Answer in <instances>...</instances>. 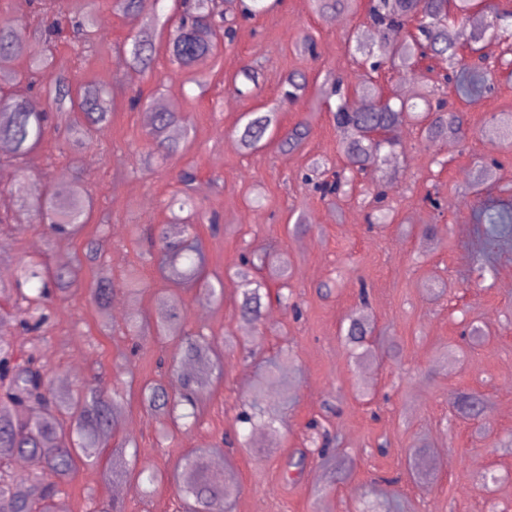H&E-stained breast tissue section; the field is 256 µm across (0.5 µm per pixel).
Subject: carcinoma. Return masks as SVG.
Returning a JSON list of instances; mask_svg holds the SVG:
<instances>
[{
    "label": "carcinoma",
    "instance_id": "obj_1",
    "mask_svg": "<svg viewBox=\"0 0 512 512\" xmlns=\"http://www.w3.org/2000/svg\"><path fill=\"white\" fill-rule=\"evenodd\" d=\"M183 8L179 21L170 27L168 47L173 62L181 69L198 70L214 54L221 34L231 30L228 19L213 13L210 0H175ZM320 15L343 9L355 13L360 0H313ZM366 18L374 32L375 43L368 46L358 41L354 52L362 56L369 70L347 82L336 76L325 84L326 94L338 99L332 112L336 132L340 136V151L345 163L332 178L318 179L314 187L322 197H340L353 190L359 177L377 178L370 204L381 210L387 199L391 181L384 167L397 160V143L393 133L411 119L420 123L425 145L441 139L464 141L469 127L467 107L486 91L495 89L493 69L485 65L484 57L475 44L487 39L503 47L502 55L512 54V11L494 0H367ZM159 17L147 20L142 29L128 42L126 63L148 71L155 56L154 33ZM83 42H92L98 33V19L86 13L76 24ZM26 58V75L15 68L16 60ZM428 62L432 72L438 63L445 64L444 72L432 84H421L413 102H394L383 97V90L375 80L381 70L398 73L416 80L421 78L419 63ZM39 74L48 81L51 113L34 112L16 93L0 96V142L8 143L13 157L27 159L39 144L50 117L66 122L73 146L86 144L93 132L103 130L111 121L112 92L103 87L86 86L73 82L71 76L56 68L48 54V44L35 47L18 40L9 21L0 22V84L32 83ZM258 68L245 64L232 78L235 95L250 97L259 85ZM284 84L288 90L284 98L297 102L307 88L306 76L291 73ZM453 87L461 106L445 97L440 86ZM366 101L355 108L350 98ZM246 122L235 133L244 151H253L277 139L280 146L292 151L309 134L306 123L298 122L285 134H280L278 113L248 112ZM178 121L174 112L154 108L151 136L156 150L165 156L179 152L178 142L169 139L168 132ZM12 190L18 195V211L22 216L44 224L51 237L77 238L81 236L92 201L75 175L63 177L49 186L43 194H33L18 180ZM484 224H512V208L486 206L479 212ZM157 252L169 279L196 280L200 293L208 298L218 297L215 285L202 275L204 255L198 243L195 225L178 214L161 227L156 239ZM104 248L103 240L89 237L84 240L75 264L60 270L51 269L39 256L17 259L16 276L7 286H0V294L10 291L15 303L24 304L29 320L23 323L25 332H38L50 319L51 289L65 291L76 280L83 264L97 266V287L93 291L96 303L107 304L111 289V273L99 264ZM257 272L267 271L280 276L283 269L273 255L254 252L243 258ZM243 318L258 321L262 315L266 281L248 273L242 274ZM153 327L160 335L180 336L183 354L196 363L190 373L177 375L174 388L162 384H146L141 388L144 401L165 419L185 420L193 425L197 418V402L210 384V351L214 340L182 329L180 315L171 299L160 296L156 300ZM371 327L362 317L350 319L346 342L353 350L355 363L360 365L372 358L367 336ZM121 403L111 393L108 384L98 381L77 390L53 388L35 350L17 353L0 338V462L24 458L31 471L12 474L0 482V512H66L60 485L67 480L80 461H89L100 454L99 440L111 426L118 424ZM240 423L250 431L272 426L273 419L262 406L260 396L253 395L251 411L243 413ZM207 452H191L178 466L176 492L188 512H224V500L239 492L238 485L228 479L215 482L208 474Z\"/></svg>",
    "mask_w": 512,
    "mask_h": 512
}]
</instances>
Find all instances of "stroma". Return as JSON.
I'll return each mask as SVG.
<instances>
[{
	"label": "stroma",
	"instance_id": "35a3bbf8",
	"mask_svg": "<svg viewBox=\"0 0 512 512\" xmlns=\"http://www.w3.org/2000/svg\"><path fill=\"white\" fill-rule=\"evenodd\" d=\"M67 17L94 12L99 32L80 49L71 32L56 39V62L78 82L108 87L115 100L110 124L98 141L75 148L65 134L46 129L26 163L0 150V215L16 208L10 192L18 179L32 191L78 174L94 200L86 235L102 236V259L112 270V302L122 314L99 310L91 300V270H83L66 293L54 295L43 331L26 334L24 307L0 297L10 325L0 336L16 351L37 349L51 381L70 375L77 387L102 378L123 402L124 422L104 441L97 461L79 466L62 491L70 512H180L172 474L193 448H215L225 472L239 484L224 512H512V229L489 234L476 212L482 205L512 204V144L489 127L512 116V80L480 97L468 112L465 143L424 148L417 128H399V158L391 165L389 224L369 223L360 190L323 198L303 183L312 159L328 168L344 164L339 137L320 90L326 74L351 79L355 65L347 35H366L363 14L339 12L338 23L312 12L309 0H275L253 19L238 20L235 36L216 50L201 76L170 62L165 34H157L152 70L126 65L123 49L149 14L173 15V0H152L149 11L124 15L112 0H63ZM261 67L260 87L240 101L228 91L245 63ZM305 74L308 87L296 103L281 102L290 73ZM143 95L181 113L191 126L186 150L153 168L138 163L152 151L146 110L129 104ZM276 109L281 131L305 121L310 132L292 152L270 142L243 152L234 135L243 113ZM494 173L479 185L471 175L479 162ZM194 168L193 193L207 221L197 233L205 272L221 282L220 299L204 301L198 289L174 283L149 255L146 236L168 223L166 202L176 176ZM262 186L261 205L250 203ZM434 192L441 209L425 202ZM303 215L308 231L293 230ZM0 267L22 255L46 257L50 267L80 253L81 240L49 241L36 223L0 224ZM253 250L277 256L285 282L271 281L261 324L241 319L240 257ZM491 261L497 273L473 287L474 264ZM137 266L142 284L130 292L124 273ZM292 293L281 304V286ZM178 296L187 330L216 340L224 366L198 404L191 429L171 427L145 404L146 383L170 385L185 359L176 336L129 335L130 313H151L159 294ZM367 316L373 327L372 361L356 365L342 329L349 317ZM484 334L470 344V326ZM262 387L278 418L274 430L255 433L248 447H226L238 429L243 403ZM473 392L489 401L480 417L458 414L453 398ZM330 443L348 458L350 473L337 478L320 464L287 469L295 451ZM426 449L430 478L417 476L413 460ZM156 477L140 495L133 476Z\"/></svg>",
	"mask_w": 512,
	"mask_h": 512
}]
</instances>
